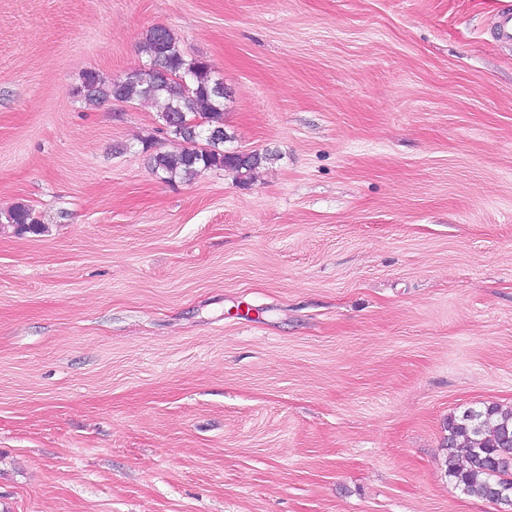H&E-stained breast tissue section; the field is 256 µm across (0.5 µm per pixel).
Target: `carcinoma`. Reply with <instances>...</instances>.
<instances>
[{
	"label": "carcinoma",
	"instance_id": "1",
	"mask_svg": "<svg viewBox=\"0 0 512 512\" xmlns=\"http://www.w3.org/2000/svg\"><path fill=\"white\" fill-rule=\"evenodd\" d=\"M140 50L150 60L152 75L108 80L99 72L83 73L75 96L90 106L112 100L162 104L161 119L181 143L173 151L150 154L153 173L167 180L192 179L204 171L250 174L278 159L273 151L248 156L224 150L230 135L224 128V98L217 95L211 65L189 58L166 27L147 30ZM5 219L18 235L43 230L34 210L17 204ZM443 465L463 493L512 510V407L488 404L451 414L445 424Z\"/></svg>",
	"mask_w": 512,
	"mask_h": 512
}]
</instances>
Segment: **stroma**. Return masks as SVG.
Segmentation results:
<instances>
[{"mask_svg":"<svg viewBox=\"0 0 512 512\" xmlns=\"http://www.w3.org/2000/svg\"><path fill=\"white\" fill-rule=\"evenodd\" d=\"M512 0H0V512H497L448 415L512 406ZM162 25L246 177L89 106ZM490 35L497 44L512 47V6L502 9L495 16ZM5 219L17 235L40 234L43 226L34 210L26 204H17L6 214Z\"/></svg>","mask_w":512,"mask_h":512,"instance_id":"obj_1","label":"stroma"}]
</instances>
